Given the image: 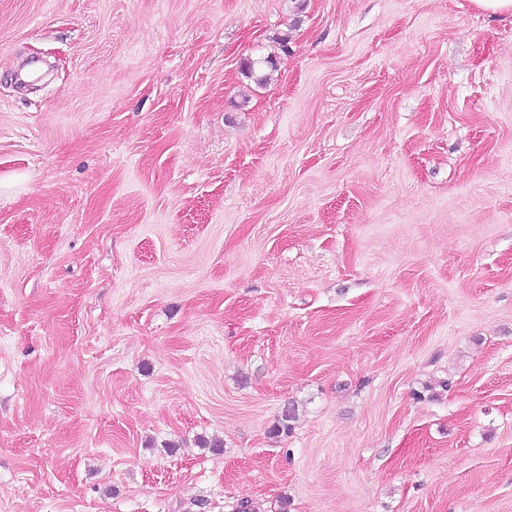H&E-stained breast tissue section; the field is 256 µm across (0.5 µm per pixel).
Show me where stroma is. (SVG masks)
<instances>
[{
	"instance_id": "35a3bbf8",
	"label": "stroma",
	"mask_w": 512,
	"mask_h": 512,
	"mask_svg": "<svg viewBox=\"0 0 512 512\" xmlns=\"http://www.w3.org/2000/svg\"><path fill=\"white\" fill-rule=\"evenodd\" d=\"M245 500L512 512V16L0 0V512Z\"/></svg>"
}]
</instances>
